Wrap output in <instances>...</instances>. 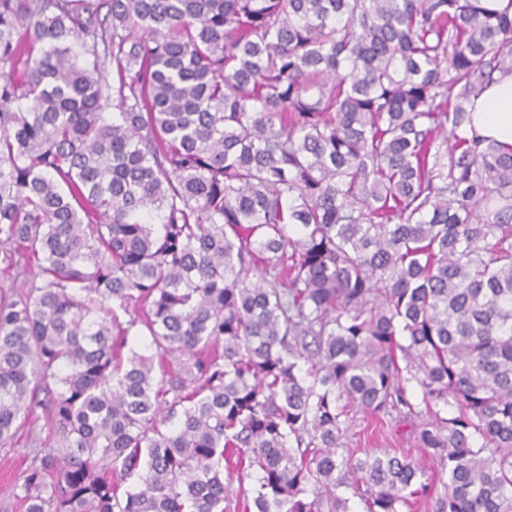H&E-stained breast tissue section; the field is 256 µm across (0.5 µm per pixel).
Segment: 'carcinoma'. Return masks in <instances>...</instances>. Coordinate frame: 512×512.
Wrapping results in <instances>:
<instances>
[{"mask_svg":"<svg viewBox=\"0 0 512 512\" xmlns=\"http://www.w3.org/2000/svg\"><path fill=\"white\" fill-rule=\"evenodd\" d=\"M498 72L479 0H0V447L38 409L55 444L25 512L427 497L342 455L356 409L439 461L436 512H512V148L465 131Z\"/></svg>","mask_w":512,"mask_h":512,"instance_id":"obj_1","label":"carcinoma"}]
</instances>
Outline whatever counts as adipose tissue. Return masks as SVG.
Returning a JSON list of instances; mask_svg holds the SVG:
<instances>
[{
    "label": "adipose tissue",
    "mask_w": 512,
    "mask_h": 512,
    "mask_svg": "<svg viewBox=\"0 0 512 512\" xmlns=\"http://www.w3.org/2000/svg\"><path fill=\"white\" fill-rule=\"evenodd\" d=\"M470 112L471 127L479 136L512 146V73L499 75Z\"/></svg>",
    "instance_id": "ef3b65f1"
}]
</instances>
